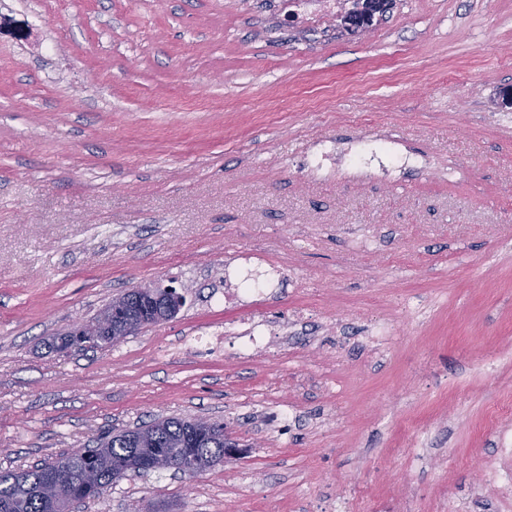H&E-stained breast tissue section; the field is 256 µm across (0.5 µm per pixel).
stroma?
<instances>
[{
	"instance_id": "1",
	"label": "stroma",
	"mask_w": 512,
	"mask_h": 512,
	"mask_svg": "<svg viewBox=\"0 0 512 512\" xmlns=\"http://www.w3.org/2000/svg\"><path fill=\"white\" fill-rule=\"evenodd\" d=\"M352 8L309 29L286 0H0V470L202 417L237 455L75 512H512L483 481L512 430L487 420L512 396V0ZM368 139L411 167L309 166ZM228 265L275 297L211 307ZM149 281L175 317L48 349ZM302 305L278 356L165 353Z\"/></svg>"
}]
</instances>
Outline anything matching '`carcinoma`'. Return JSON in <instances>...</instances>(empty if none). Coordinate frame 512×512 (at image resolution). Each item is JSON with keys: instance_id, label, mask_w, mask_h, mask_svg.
Segmentation results:
<instances>
[{"instance_id": "1", "label": "carcinoma", "mask_w": 512, "mask_h": 512, "mask_svg": "<svg viewBox=\"0 0 512 512\" xmlns=\"http://www.w3.org/2000/svg\"><path fill=\"white\" fill-rule=\"evenodd\" d=\"M231 444L224 438V424L215 422L202 428L198 420L179 417L156 419L134 429L109 433L83 453L70 452L55 461H44L27 470L0 471V512H72L75 505L99 496L112 484L116 465L138 476L139 460H180L182 472L192 473L195 463L208 467L224 461V449Z\"/></svg>"}]
</instances>
